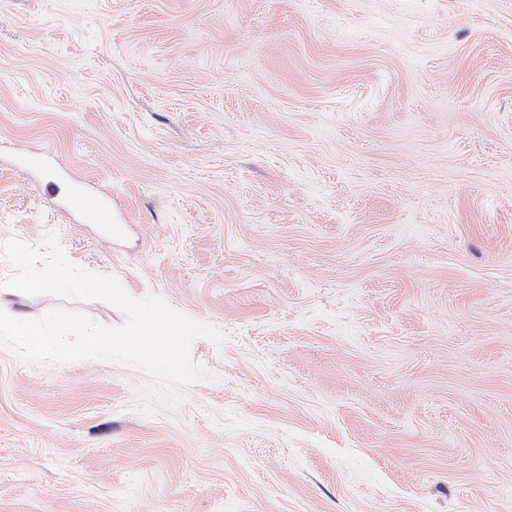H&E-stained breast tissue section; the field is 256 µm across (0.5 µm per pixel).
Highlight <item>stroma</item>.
I'll return each instance as SVG.
<instances>
[{"mask_svg": "<svg viewBox=\"0 0 512 512\" xmlns=\"http://www.w3.org/2000/svg\"><path fill=\"white\" fill-rule=\"evenodd\" d=\"M52 237L225 338L0 344V512H512V0H0V246ZM105 196L101 192L74 189L67 198L66 208L70 213L90 218L99 224H110L112 214L105 206Z\"/></svg>", "mask_w": 512, "mask_h": 512, "instance_id": "35a3bbf8", "label": "stroma"}]
</instances>
